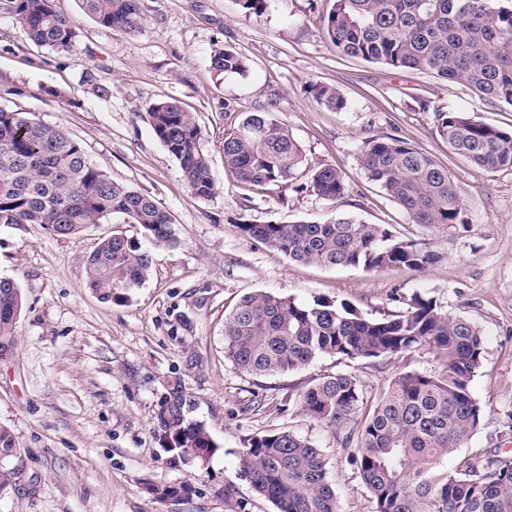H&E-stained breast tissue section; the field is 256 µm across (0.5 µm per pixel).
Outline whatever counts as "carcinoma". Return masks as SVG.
Returning a JSON list of instances; mask_svg holds the SVG:
<instances>
[{"label":"carcinoma","instance_id":"carcinoma-1","mask_svg":"<svg viewBox=\"0 0 512 512\" xmlns=\"http://www.w3.org/2000/svg\"><path fill=\"white\" fill-rule=\"evenodd\" d=\"M100 25L137 31L140 0H78ZM32 42L73 53L77 32L55 0H0ZM322 34L348 56L394 69L428 71L472 86L488 104L512 107V5L494 0H333ZM217 77L244 75L247 60L231 49L214 53ZM320 104L335 110L346 100L332 86L314 89ZM449 147L473 165L512 169V130L466 112L437 111ZM153 132L180 164L191 194L213 193L210 160L192 114L175 100L148 109ZM301 148L265 105L224 134V167L243 183L267 187L294 180ZM366 178L394 199L417 224H464L461 194L448 169L393 137L371 138L357 157ZM310 188L339 200L348 192L342 171L315 170ZM119 217L138 226L140 238L113 233L82 259L89 288L101 299L127 302L147 281L152 249L175 246L172 215L150 196L112 180L67 133L30 112L0 108V224H38L63 237L87 224ZM243 235L267 244L288 260L326 267L408 268L423 272L434 256L383 224L338 214L324 223H241ZM17 283L0 281V350L15 349L23 310ZM434 354L430 371H407L377 399L365 395L347 371L317 379L301 394L309 418L337 430L351 448L350 464L370 495L372 512H512V457L490 453L448 470V457L481 424L482 408L470 392L480 369L485 338L478 325L451 316L431 297L416 294L402 311L372 318L346 300L310 303L271 292L243 296L224 321V358L251 375L295 371L323 355L349 361ZM163 450L179 460L205 463L218 449L205 424L191 420L182 392L173 385L157 413ZM20 449L0 425V494L16 486ZM239 476L277 512H338L336 492L321 450L290 430L257 433L244 442ZM154 497L180 499L184 484L148 485Z\"/></svg>","mask_w":512,"mask_h":512}]
</instances>
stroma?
<instances>
[{
  "label": "stroma",
  "instance_id": "1",
  "mask_svg": "<svg viewBox=\"0 0 512 512\" xmlns=\"http://www.w3.org/2000/svg\"><path fill=\"white\" fill-rule=\"evenodd\" d=\"M330 6L268 0L264 14L249 17L238 0H141L142 26L129 33L99 25L77 0H56L78 33L71 54L34 44L0 16V107L67 131L113 180L169 211L179 238L154 249L149 279L115 304L88 287L81 259L113 231L137 236L135 225L89 224L56 237L36 224H0V278L13 279L25 298L18 345L0 363V425L18 441L22 475L0 497V512H228V484L246 512H277L238 477L244 439L272 430L294 431L320 448L340 512H371L333 429L303 414L300 394L320 377L349 371L375 396L401 373L431 369L433 356L349 362L326 355L285 375L242 373L224 357V320L258 291L302 303L346 300L374 318L402 311L420 293L469 318L485 335L483 366L470 383L483 416L448 465L479 453L512 455V169L486 171L455 154L436 117L467 112L510 130L512 108L484 103L461 82L338 55L321 32ZM225 47L247 59L246 75L212 73L210 57ZM320 84L336 87L346 108L320 105L313 93ZM169 99L201 130L210 197L192 195L148 121L149 106ZM270 100L305 162L296 181L260 189L225 169L223 141ZM384 136L448 169L466 223H414L366 180L358 153L367 139ZM326 164L349 185L335 202L306 187ZM339 213L387 225L436 260L422 273L301 264L239 230L245 220L323 222ZM176 381L189 417L218 445L202 465L172 461L157 434L159 405ZM150 483H184L191 492L161 500L147 492Z\"/></svg>",
  "mask_w": 512,
  "mask_h": 512
}]
</instances>
